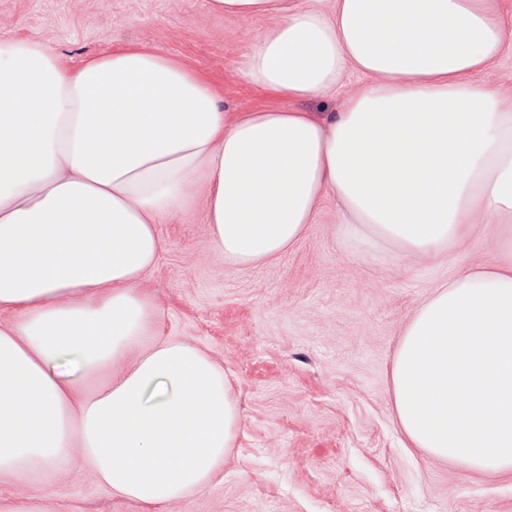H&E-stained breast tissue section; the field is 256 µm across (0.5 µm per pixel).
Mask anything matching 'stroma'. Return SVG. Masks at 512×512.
Masks as SVG:
<instances>
[{"instance_id": "1", "label": "stroma", "mask_w": 512, "mask_h": 512, "mask_svg": "<svg viewBox=\"0 0 512 512\" xmlns=\"http://www.w3.org/2000/svg\"><path fill=\"white\" fill-rule=\"evenodd\" d=\"M277 16L227 17L208 0H0V37L43 42L71 65L123 47L161 50L203 74L229 112L274 105L246 81L247 45ZM327 200L280 256L241 267L208 251L193 205L158 232L148 275L168 335L196 343L232 379L243 424L224 471L177 512H512V471L482 472L407 447L391 367L405 326L463 265H490L478 227L447 259L352 255ZM37 512H140L82 470L42 487L0 484Z\"/></svg>"}]
</instances>
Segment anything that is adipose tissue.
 Listing matches in <instances>:
<instances>
[{"instance_id":"obj_1","label":"adipose tissue","mask_w":512,"mask_h":512,"mask_svg":"<svg viewBox=\"0 0 512 512\" xmlns=\"http://www.w3.org/2000/svg\"><path fill=\"white\" fill-rule=\"evenodd\" d=\"M499 0H210L279 15L242 74L291 100L228 116L160 50L71 67L0 37V480L91 473L142 512H175L224 469L241 426L206 350L162 330L147 282L157 227L203 196L208 243L248 267L336 201L356 256L437 262L493 224L499 261L459 268L405 327L393 408L411 447L512 471V89L481 81L512 19ZM339 111L294 101L351 74Z\"/></svg>"}]
</instances>
